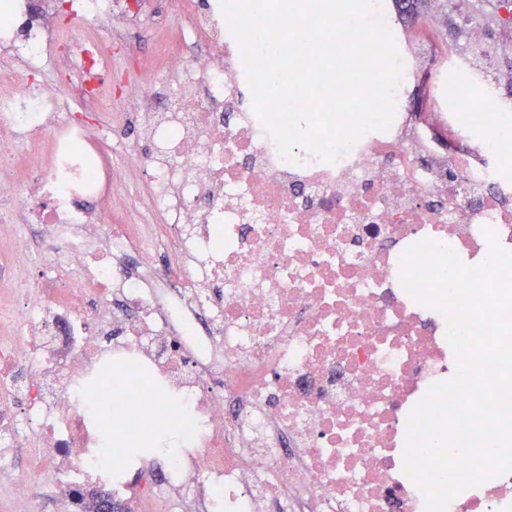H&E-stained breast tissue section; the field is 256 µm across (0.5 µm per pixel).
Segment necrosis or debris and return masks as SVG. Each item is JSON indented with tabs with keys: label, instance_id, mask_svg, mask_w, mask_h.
<instances>
[{
	"label": "necrosis or debris",
	"instance_id": "4bbe7bcc",
	"mask_svg": "<svg viewBox=\"0 0 512 512\" xmlns=\"http://www.w3.org/2000/svg\"><path fill=\"white\" fill-rule=\"evenodd\" d=\"M151 2L68 0L79 25L62 28L52 0H0V512L54 497L85 512L131 470L142 512H425L407 422L457 355L400 260L426 238L470 267L512 251V163L442 92L465 81L492 124L512 116L486 79L512 56V10L498 0L492 43L469 0H443L465 54L393 29L394 119L331 163L279 154L221 0H175L188 29L155 27L113 111L121 19ZM424 66L422 116L407 92ZM130 126L149 152L113 148ZM140 373L159 407L146 430L180 435L160 472L148 454L102 459ZM104 384L121 405L107 416L89 399ZM448 512H512V471Z\"/></svg>",
	"mask_w": 512,
	"mask_h": 512
}]
</instances>
